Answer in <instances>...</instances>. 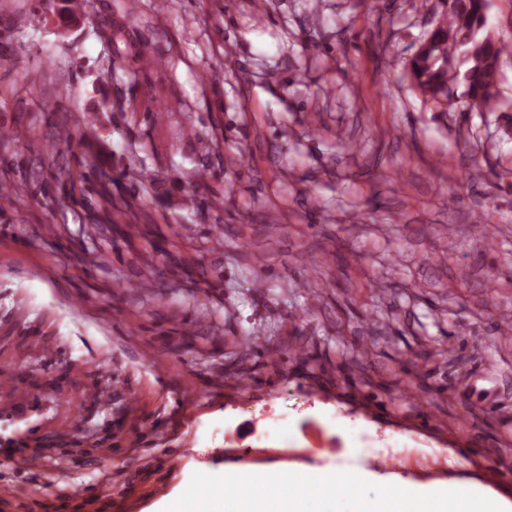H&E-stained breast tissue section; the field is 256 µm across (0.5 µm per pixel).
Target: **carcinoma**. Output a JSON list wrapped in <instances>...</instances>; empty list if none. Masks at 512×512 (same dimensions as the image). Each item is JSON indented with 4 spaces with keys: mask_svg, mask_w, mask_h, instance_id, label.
<instances>
[{
    "mask_svg": "<svg viewBox=\"0 0 512 512\" xmlns=\"http://www.w3.org/2000/svg\"><path fill=\"white\" fill-rule=\"evenodd\" d=\"M448 12L428 41L406 64L414 86L432 101L470 111L496 103L492 89L497 68L512 46L482 35L490 0H447ZM462 93H457L458 87Z\"/></svg>",
    "mask_w": 512,
    "mask_h": 512,
    "instance_id": "carcinoma-1",
    "label": "carcinoma"
}]
</instances>
